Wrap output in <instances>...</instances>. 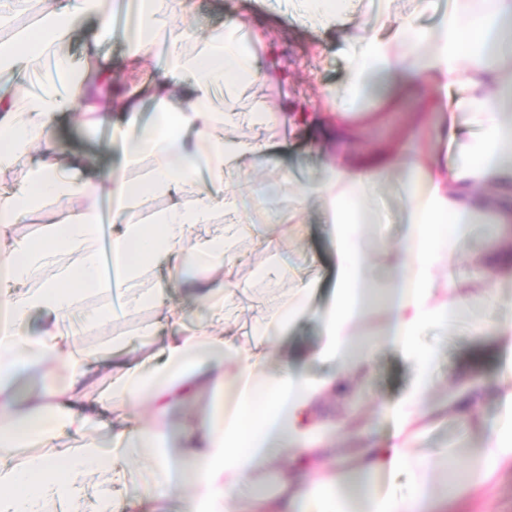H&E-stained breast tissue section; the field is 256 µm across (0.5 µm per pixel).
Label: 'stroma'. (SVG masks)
<instances>
[{"instance_id":"obj_1","label":"stroma","mask_w":512,"mask_h":512,"mask_svg":"<svg viewBox=\"0 0 512 512\" xmlns=\"http://www.w3.org/2000/svg\"><path fill=\"white\" fill-rule=\"evenodd\" d=\"M377 0H362L357 14L348 16L345 26L322 29L312 25L273 23L270 12L261 0H201L195 17L188 24L196 36H204L214 28L230 21L241 22L245 28L260 35L257 63L262 70L275 72L276 81L255 83L233 98L226 99L228 112H246L259 106L277 110L278 119L265 128H247L229 125L226 135L240 138H262L280 153L281 164L277 167L253 169L245 166L227 172L225 183L233 188H275L276 197L271 205L275 208H292L296 191L284 178L285 172H293L301 179H318L327 146L303 129L291 127L292 117L310 111L312 104L321 103L328 87L341 84L347 74V58L342 41L343 32L358 33L361 26L373 22ZM58 134L70 150H96L101 154L103 166L113 172L121 170V151L103 149L99 131L81 124L73 114L64 115L58 124ZM302 229H277L273 250L261 253L249 240H241L237 246V258L233 277L247 288L246 296L240 297L232 309L234 317L230 326L240 343L253 339V325L258 317L250 306L254 296L263 297L268 304L276 305L287 299L298 279L313 281L315 291L313 306L320 307L329 300L336 279V261L330 242L324 231V214L319 203H311L301 216ZM287 264L285 275L269 279L261 276V265ZM482 285L471 281L468 292L471 304L468 318L449 327L446 336L440 337L442 356L436 376L439 387L435 398L449 394L458 372L479 374L492 378L500 370L498 346L494 334L471 336L468 324L479 320L487 325L512 322V276L502 277L500 301L494 312H487L478 293ZM159 320V313L150 308L119 315L108 331L86 328L80 332L82 345L91 348L105 347L109 338L135 335L146 323ZM414 378L411 366L403 361L394 349L381 350L373 361L367 377L368 393L358 402H350L342 396H334L324 402L319 412L325 417H343L356 414L378 436H387L393 429L392 419L376 412L378 401L396 402L409 390ZM501 404L494 392H487L477 405L467 426H460L452 413L430 421L427 425L426 447L433 450L450 449L449 469L460 471L465 461L459 458L460 450L478 447L483 433L499 418ZM448 512H512V471L499 474L497 488L485 497L460 494L449 497Z\"/></svg>"}]
</instances>
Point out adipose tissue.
I'll use <instances>...</instances> for the list:
<instances>
[{
	"mask_svg": "<svg viewBox=\"0 0 512 512\" xmlns=\"http://www.w3.org/2000/svg\"><path fill=\"white\" fill-rule=\"evenodd\" d=\"M125 0H48L33 25L15 28L0 39V172L20 158L29 163L22 178L0 186V512H45L48 503L68 504L79 512L88 476L103 475L100 512H165L174 487L185 488L180 512H447L448 495L437 486L448 473L447 454L425 453L421 408L434 392L441 348L421 347L420 336L460 321L468 310L463 294L468 281L494 282L512 267V252L491 250L464 272H455L470 226L491 210L490 190L512 186V0H448L438 21L424 25L419 14L378 11L377 25L344 35L350 71L347 80L326 93L332 114L316 120L335 155L323 163L321 180L303 183L293 208L265 210L253 223L250 208L224 189V174L242 160L253 167L278 164L273 145L259 139L223 136L225 125L275 121L272 110L227 113L218 103L246 83L261 80L251 51L238 37V25L210 31L188 46L186 31L173 22L193 13L196 0H136V22L125 32L127 60L145 66L155 56L164 65L150 82L112 91V63L101 51L112 39L111 16ZM352 0H293L291 21L340 26ZM93 21L81 64L67 47L77 26ZM421 101L425 114L410 140L388 150L349 153L350 123L359 105L374 101L381 111L398 112L409 100ZM152 114L144 116L143 103ZM80 110L89 127H108L124 147L126 171L101 170L95 154L59 156L60 117ZM439 112L460 114L474 135L458 140L457 123L434 121ZM448 138L458 147L454 164L442 163L432 141ZM209 188L196 192L199 174ZM403 198L406 230L395 242L367 247L366 230L377 215L367 209L389 181ZM196 192L190 204L180 197ZM112 199V273L99 258L101 214L98 201ZM167 196L171 202L157 219L135 222L142 200ZM79 197L86 207L66 210L46 225L37 239L9 233L41 209L45 200L60 203ZM318 198L328 217L327 234L336 257V281L330 301L317 314L320 340L308 352L284 354L271 362L273 348L286 328L307 312L312 288L298 283L285 302L266 307L256 326L257 340L244 347L224 333V306L216 295L238 288L232 279L234 245L242 238L262 251L273 247L271 229L300 227V214ZM234 215L233 223L191 241L192 230L213 224L216 214ZM382 256L372 267L370 255ZM176 256L194 277L177 276L142 288L141 271ZM224 268V279L212 276ZM448 268L444 284L435 274ZM122 283L124 307L164 305L170 289L187 285L206 308L207 327L184 330L178 311L166 319L173 337L145 354L155 325H144L122 355L82 347L66 320L81 298H111ZM378 311L382 320L368 339L359 326ZM42 313L32 326L33 313ZM497 339L504 365L495 381L503 414L490 427L480 448L469 453L468 469L457 473L463 488L491 484L498 471L512 469V326ZM391 346L411 364V391L395 406V432L380 439L356 417L323 423L316 417L329 394L350 391L379 350ZM329 365L321 376L305 372L308 363ZM23 369L40 371V387L17 403L12 384ZM106 371L112 381L108 398L90 397L88 385ZM208 398L203 417L181 425L175 413L196 393ZM150 404L158 421L140 414ZM124 413L113 426L115 407ZM353 431L357 445L344 450L325 446L331 433ZM123 449L114 455L98 435ZM67 435L83 438L78 448L60 447ZM30 447L42 455L29 457ZM144 458L151 481L130 497L112 486L125 482L122 459ZM276 473L275 489H259L260 472ZM404 473L408 489L396 493L382 483Z\"/></svg>",
	"mask_w": 512,
	"mask_h": 512,
	"instance_id": "obj_1",
	"label": "adipose tissue"
}]
</instances>
